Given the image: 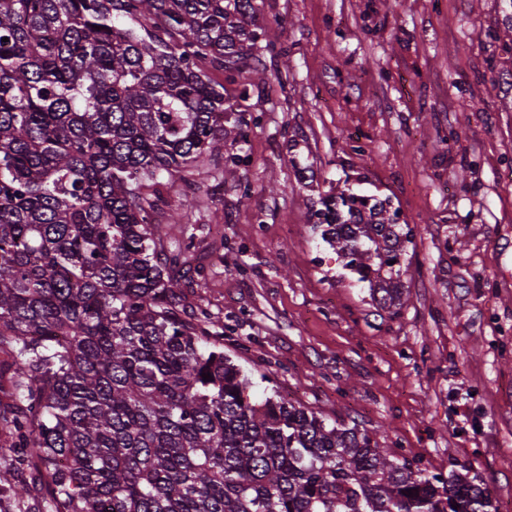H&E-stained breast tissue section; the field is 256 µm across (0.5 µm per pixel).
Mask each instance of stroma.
<instances>
[{
    "instance_id": "35a3bbf8",
    "label": "stroma",
    "mask_w": 512,
    "mask_h": 512,
    "mask_svg": "<svg viewBox=\"0 0 512 512\" xmlns=\"http://www.w3.org/2000/svg\"><path fill=\"white\" fill-rule=\"evenodd\" d=\"M275 50L223 84L243 160L196 172L166 246L204 268L186 309L224 326L256 399L280 392L431 473L464 463L512 512V0H258ZM415 233L397 314L315 230L343 184Z\"/></svg>"
}]
</instances>
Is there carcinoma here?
<instances>
[{"label": "carcinoma", "instance_id": "cac0c4a2", "mask_svg": "<svg viewBox=\"0 0 512 512\" xmlns=\"http://www.w3.org/2000/svg\"><path fill=\"white\" fill-rule=\"evenodd\" d=\"M256 14L0 0V492L32 512H495L464 464L445 479L276 390L255 400L224 326L179 309L194 243L158 234L161 177L240 161L247 122L208 70L275 49ZM389 207L346 188L318 216L394 313L414 229Z\"/></svg>", "mask_w": 512, "mask_h": 512}]
</instances>
